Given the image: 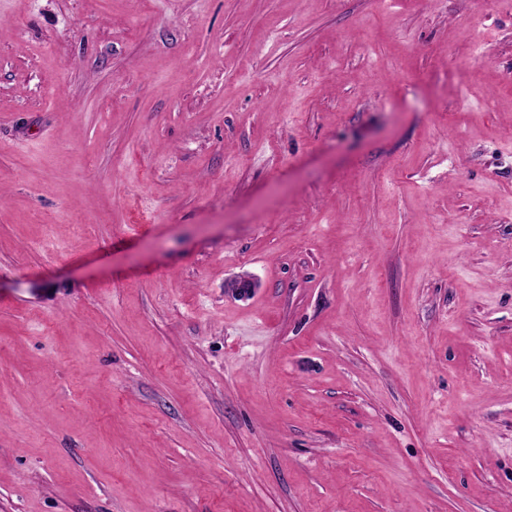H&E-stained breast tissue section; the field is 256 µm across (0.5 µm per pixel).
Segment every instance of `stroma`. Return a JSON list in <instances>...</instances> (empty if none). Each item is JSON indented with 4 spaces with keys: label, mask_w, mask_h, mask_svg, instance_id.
Instances as JSON below:
<instances>
[{
    "label": "stroma",
    "mask_w": 512,
    "mask_h": 512,
    "mask_svg": "<svg viewBox=\"0 0 512 512\" xmlns=\"http://www.w3.org/2000/svg\"><path fill=\"white\" fill-rule=\"evenodd\" d=\"M0 512H512V5L0 0Z\"/></svg>",
    "instance_id": "35a3bbf8"
}]
</instances>
